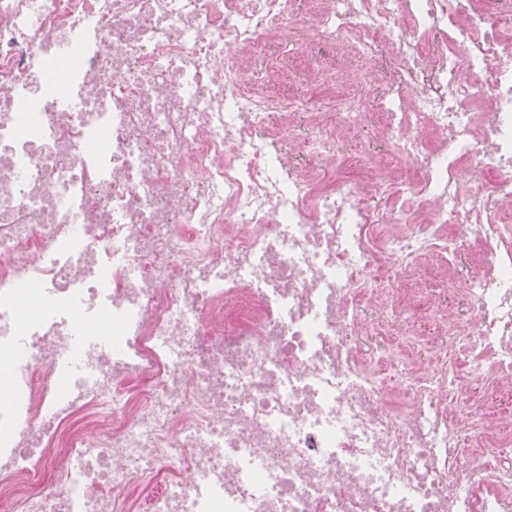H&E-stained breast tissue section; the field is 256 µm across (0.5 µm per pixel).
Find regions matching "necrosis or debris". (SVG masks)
Segmentation results:
<instances>
[{"instance_id": "4bbe7bcc", "label": "necrosis or debris", "mask_w": 512, "mask_h": 512, "mask_svg": "<svg viewBox=\"0 0 512 512\" xmlns=\"http://www.w3.org/2000/svg\"><path fill=\"white\" fill-rule=\"evenodd\" d=\"M285 36L414 174L337 178ZM511 55L512 0H0V512H512ZM284 53H288L291 60H294L297 65H300V68L311 64L326 72H333L340 66L338 65L340 62L337 55L335 58L332 54L328 53L319 55L309 54L307 56L304 48L292 45L288 37H286L279 45L277 54L271 56L266 51L257 49L250 58L249 62L252 70L258 74L256 76L261 77L265 88L276 82V77L273 76L272 72L277 70L279 59Z\"/></svg>"}]
</instances>
